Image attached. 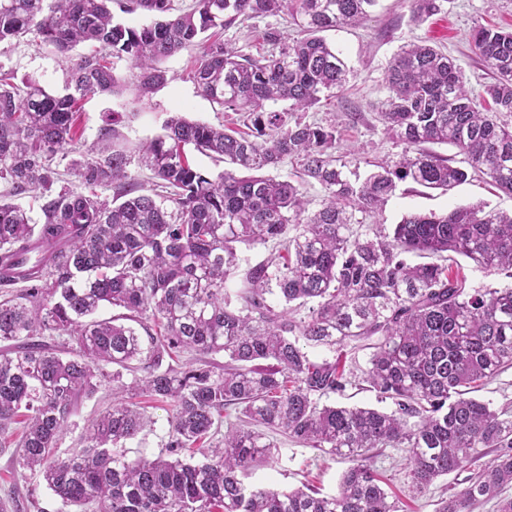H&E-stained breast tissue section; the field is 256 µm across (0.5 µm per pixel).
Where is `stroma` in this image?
<instances>
[{"label":"stroma","mask_w":512,"mask_h":512,"mask_svg":"<svg viewBox=\"0 0 512 512\" xmlns=\"http://www.w3.org/2000/svg\"><path fill=\"white\" fill-rule=\"evenodd\" d=\"M512 28V0H441V10L425 22H418L413 13V0H377L370 18L361 26L326 32L325 38L341 51L351 69L350 82L336 98L321 101L306 112L307 120L322 123L337 120L340 130L339 151L359 150L364 159L377 162L394 156L399 148L388 137L378 118L380 104L387 95L386 74L393 56L411 42L428 41L439 47L463 70L470 88L481 92L491 75L484 68L471 44L475 26ZM279 28L288 37H295L294 23L278 17L255 21L253 26L231 28L224 40L242 52L258 54L266 48L267 27ZM196 53L188 50L165 61L170 82L152 99L139 107V115L126 133L132 141L158 135L170 112L211 124L225 123L242 128L241 114L223 111L201 96L189 78ZM0 66L13 70L18 77L33 76L50 90H62L66 78V62L60 54L41 45L34 38L17 41L0 53ZM484 202L504 211L512 210V197L503 194L482 179L476 178L449 192L426 189L406 183L375 216L377 223H398L409 212L443 213L458 205ZM112 404V383L103 381L97 392L83 399L69 421L60 443L61 456H69L81 446V437L91 422ZM147 413L152 419L138 438L128 442L127 456L134 459L155 454L168 440L169 407L162 402H149ZM346 461L334 458L318 448H309L278 438L269 464L252 471L250 483L276 490H288L309 482L322 494L336 493ZM375 467L389 489L403 498L408 512H436L437 504L448 490H462L466 475L454 472L439 478L417 497H409L406 486V454L389 448L375 460ZM22 503V512H57L58 503L35 472L22 469L11 453L0 454V512H14V503Z\"/></svg>","instance_id":"obj_1"}]
</instances>
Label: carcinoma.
<instances>
[{
	"instance_id": "1",
	"label": "carcinoma",
	"mask_w": 512,
	"mask_h": 512,
	"mask_svg": "<svg viewBox=\"0 0 512 512\" xmlns=\"http://www.w3.org/2000/svg\"><path fill=\"white\" fill-rule=\"evenodd\" d=\"M375 2L195 0L175 15L172 0H0V46L32 35L67 63L63 94L0 66V435L23 423L19 463L41 473L60 512H405L373 465L386 448L406 452L414 495L469 472L437 512H473L512 484V409L470 396L512 368V285L473 288L448 265L454 253L512 279V213L468 205L408 213L390 230L371 222L405 183L448 192L482 174L512 194V31L473 29L493 78L477 95L440 49L402 47L379 112L401 152L352 180L336 157V124L300 113L351 73L321 32L362 23ZM414 2L420 21L440 11L439 0ZM116 10L153 21L132 26ZM280 15L303 36L284 41L269 27L270 49L257 56L224 42L226 29ZM194 47L198 92L244 113L247 131L173 115L134 144L126 93L145 100L168 83L162 63ZM121 60L127 78L114 72ZM95 95L115 108L79 150L80 103ZM192 150L232 168L213 176ZM287 159L298 180L267 175ZM64 160L78 185L59 178ZM132 166L151 172L152 187ZM310 181L323 189L315 210L302 190ZM24 193L41 201L39 218L2 201ZM270 241L278 249L226 287L239 247ZM105 304L145 335L94 318ZM308 346L337 357L313 361ZM364 350L361 373L341 365ZM184 351L199 365H173ZM108 366L112 406L82 448L59 456L70 417ZM360 381L392 409L321 403ZM129 394L172 408L157 454L126 455L150 423ZM279 433L349 462L336 494L245 483ZM188 451L202 460L187 461Z\"/></svg>"
}]
</instances>
